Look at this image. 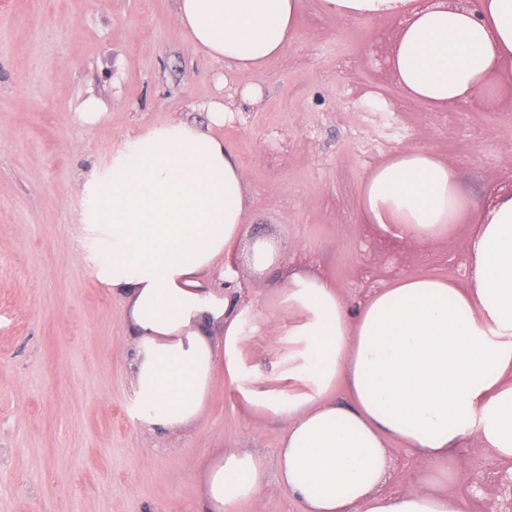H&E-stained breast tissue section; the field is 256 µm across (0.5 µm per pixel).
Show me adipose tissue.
Wrapping results in <instances>:
<instances>
[{"label":"adipose tissue","instance_id":"1","mask_svg":"<svg viewBox=\"0 0 512 512\" xmlns=\"http://www.w3.org/2000/svg\"><path fill=\"white\" fill-rule=\"evenodd\" d=\"M301 0H176L182 28L209 59L244 76L280 54ZM347 19H397L388 63L402 90L433 108L490 99L512 64V0L451 10L441 0H322ZM156 125L128 138L109 171L84 183L85 247L99 282L119 297L134 342L140 419L178 434L202 415L223 373L255 417L287 429L275 462L222 450L200 476L202 512H240L270 484L301 512H471L450 490L458 450L475 439L512 463V193L481 215L443 156L405 147L363 182L362 223L417 250L474 224L462 280L407 274L350 310L336 281L292 268L265 306H241L238 266L273 261V243H249L245 171L217 128ZM274 334V371L247 362V343ZM346 401H338V390ZM425 463L417 489H383L387 448ZM277 480L269 482L268 468Z\"/></svg>","mask_w":512,"mask_h":512}]
</instances>
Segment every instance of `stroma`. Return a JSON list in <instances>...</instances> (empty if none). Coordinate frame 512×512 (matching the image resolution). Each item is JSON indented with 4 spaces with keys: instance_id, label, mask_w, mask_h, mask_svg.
I'll list each match as a JSON object with an SVG mask.
<instances>
[{
    "instance_id": "obj_1",
    "label": "stroma",
    "mask_w": 512,
    "mask_h": 512,
    "mask_svg": "<svg viewBox=\"0 0 512 512\" xmlns=\"http://www.w3.org/2000/svg\"><path fill=\"white\" fill-rule=\"evenodd\" d=\"M396 20L346 21L301 0L280 55L247 76L202 56L175 0H0V512H193L199 473L220 448L275 460L286 426L257 419L217 379L179 436L137 417L133 340L121 301L83 247V184L155 125L201 119L232 96L225 142L247 174L250 238L336 280L350 309L408 273L459 278L470 228L409 256L371 237L360 186L406 146L441 153L475 210L512 190V85L442 112L375 64ZM258 86L259 103L239 95ZM94 123L79 112L88 99ZM456 487L501 495L511 471L476 442ZM387 490L414 487L423 462L392 445Z\"/></svg>"
}]
</instances>
